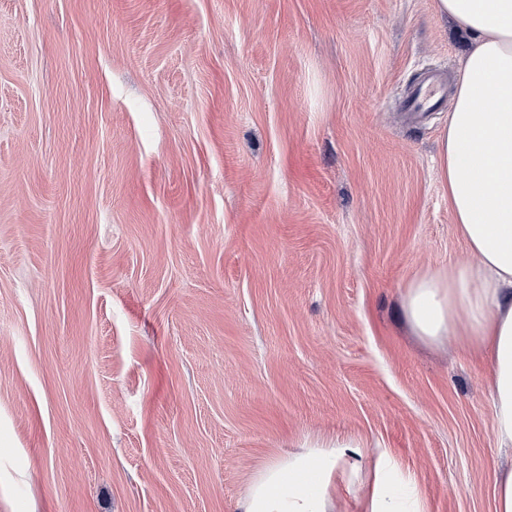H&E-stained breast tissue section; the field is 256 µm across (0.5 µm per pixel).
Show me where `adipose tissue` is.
<instances>
[{
  "instance_id": "ef3b65f1",
  "label": "adipose tissue",
  "mask_w": 512,
  "mask_h": 512,
  "mask_svg": "<svg viewBox=\"0 0 512 512\" xmlns=\"http://www.w3.org/2000/svg\"><path fill=\"white\" fill-rule=\"evenodd\" d=\"M471 45L448 123L438 138L437 176L448 188L467 264L414 278L402 297L415 335L452 339L490 364L494 431L512 447V0H435ZM362 443L336 436L265 463L240 512H330L335 473L362 457Z\"/></svg>"
}]
</instances>
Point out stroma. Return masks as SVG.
<instances>
[{
  "mask_svg": "<svg viewBox=\"0 0 512 512\" xmlns=\"http://www.w3.org/2000/svg\"><path fill=\"white\" fill-rule=\"evenodd\" d=\"M434 0H0V512H238L347 433L425 512H495L489 362L413 336L467 262L404 109Z\"/></svg>",
  "mask_w": 512,
  "mask_h": 512,
  "instance_id": "obj_1",
  "label": "stroma"
}]
</instances>
